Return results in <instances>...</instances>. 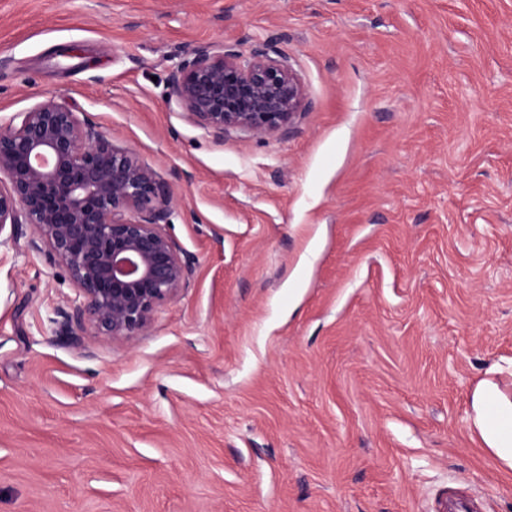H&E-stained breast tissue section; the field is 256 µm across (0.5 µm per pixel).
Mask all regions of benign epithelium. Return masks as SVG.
Instances as JSON below:
<instances>
[{"mask_svg":"<svg viewBox=\"0 0 512 512\" xmlns=\"http://www.w3.org/2000/svg\"><path fill=\"white\" fill-rule=\"evenodd\" d=\"M305 90L268 42L249 55L197 46L170 73L167 107L216 138L262 137L305 111ZM0 245L30 226L33 249L64 266L79 303L50 319L74 338L90 323L104 341L147 331L159 304L188 286L193 262L164 225L169 185L132 150L80 120L57 97L0 123Z\"/></svg>","mask_w":512,"mask_h":512,"instance_id":"7a95c632","label":"benign epithelium"}]
</instances>
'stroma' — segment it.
Wrapping results in <instances>:
<instances>
[{
	"instance_id": "35a3bbf8",
	"label": "stroma",
	"mask_w": 512,
	"mask_h": 512,
	"mask_svg": "<svg viewBox=\"0 0 512 512\" xmlns=\"http://www.w3.org/2000/svg\"><path fill=\"white\" fill-rule=\"evenodd\" d=\"M261 41L291 126L168 110L187 51ZM47 96L169 183L194 267L71 344L65 269L0 247V512H512L468 422L512 358V0H0V119Z\"/></svg>"
}]
</instances>
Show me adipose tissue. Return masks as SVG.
<instances>
[{
	"mask_svg": "<svg viewBox=\"0 0 512 512\" xmlns=\"http://www.w3.org/2000/svg\"><path fill=\"white\" fill-rule=\"evenodd\" d=\"M503 372V366L493 365L488 377L475 385L469 421L482 448L489 451L502 467L512 470V396L497 380Z\"/></svg>",
	"mask_w": 512,
	"mask_h": 512,
	"instance_id": "adipose-tissue-1",
	"label": "adipose tissue"
}]
</instances>
